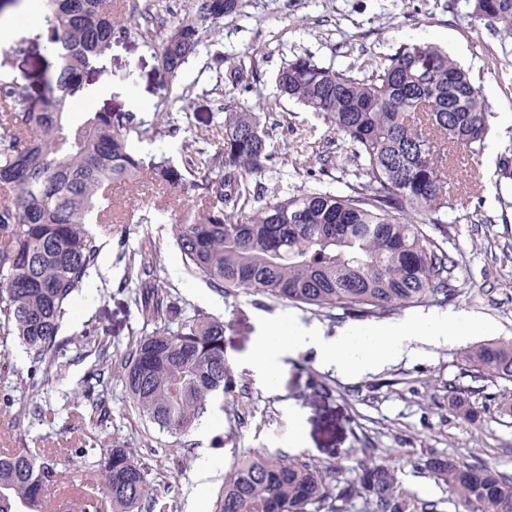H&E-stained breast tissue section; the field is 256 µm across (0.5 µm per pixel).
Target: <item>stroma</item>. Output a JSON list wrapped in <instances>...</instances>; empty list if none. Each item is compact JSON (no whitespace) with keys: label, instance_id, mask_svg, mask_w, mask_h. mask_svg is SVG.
<instances>
[{"label":"stroma","instance_id":"obj_1","mask_svg":"<svg viewBox=\"0 0 512 512\" xmlns=\"http://www.w3.org/2000/svg\"><path fill=\"white\" fill-rule=\"evenodd\" d=\"M469 10L467 0H248L241 13L223 19L166 89L160 82L159 44L145 43L133 33L113 37L84 73L80 86L86 94L74 98L71 117L78 121L88 112L112 110L153 118L151 137L136 143V150L145 158L163 153L176 159L186 141L215 150L225 109L258 103L286 117L284 140L300 134L316 149L333 133L321 117L280 96L276 78L285 62L309 55L345 69L406 44L430 43L446 50L479 75L494 119L483 153L453 188L457 204L448 250L459 261L453 276L461 294L447 307L411 308L403 315L425 323L446 311L476 319L484 329L470 335L472 346L512 339V178L500 171L501 157L512 152V68L500 66L503 50L512 51V34L494 35L473 25ZM51 38L45 22L32 24L19 17L0 47V75L14 78L34 102L57 64L47 50ZM231 66L255 70L248 91L227 93L224 78ZM173 124L181 128L174 137L168 133ZM262 182L272 195L319 186L346 190L334 174L318 181L295 174L287 156ZM112 200L129 219L97 233V270L75 297L59 333L67 346L66 369L36 388L18 384L15 375H0V449H53L58 470L88 477L91 493L98 490L92 480L94 459L77 452L85 435L96 437L107 450L118 444L136 449L155 483L166 487L159 499L165 512H212L225 474L245 452L281 454L319 468L339 462L345 481L354 478L366 452L379 460L435 452L512 474V416L490 413L465 425L448 408L451 394L461 393L478 408L496 390L467 376L460 347L429 346L358 379L344 376L308 349L288 358L270 378H261L249 359L264 318L278 317L295 328L314 326L327 336L344 330L361 333L377 322L345 318L336 311L314 313L257 294L217 293L188 274L172 236V224L195 206L194 196L159 207L150 183L144 182L113 187ZM482 215L491 217V229L479 224ZM143 216L149 217V225L140 224ZM147 232L157 243L161 278L174 286L181 301L223 321L226 357L242 387L236 400L213 401L202 424L185 440L139 419L120 373H113L107 386L111 415L106 421L90 422L82 396L86 375L98 362L84 333L110 340L117 362L132 331L143 324L141 310L122 290L127 271L120 254L137 248ZM204 448L216 461L206 478L198 468ZM397 485L409 500L434 502L437 512H463L443 483L417 467L401 466Z\"/></svg>","mask_w":512,"mask_h":512}]
</instances>
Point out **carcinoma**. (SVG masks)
<instances>
[{
	"label": "carcinoma",
	"instance_id": "1",
	"mask_svg": "<svg viewBox=\"0 0 512 512\" xmlns=\"http://www.w3.org/2000/svg\"><path fill=\"white\" fill-rule=\"evenodd\" d=\"M246 0H197L195 15L169 26L161 42L164 82L178 76L202 44V33L237 13ZM470 19L512 32V0H469ZM57 67L39 105L16 81L0 76V345L16 339L36 362L63 366L57 340L75 294L97 268L100 244L92 224L112 227V186L152 175L163 193L194 191L199 203L172 225L187 272L225 295L245 292L345 318L380 319L397 310L445 306L459 295L448 252L450 188L462 175L459 150L477 157L491 132L480 77L429 44H408L374 63L344 70L297 56L279 70L280 93L323 118L344 144L316 153L318 173L346 177L347 191L299 190L269 197L260 177L294 155L306 167V146L278 137L271 112L239 108L224 115L214 152L183 144L175 164L137 155L131 135L147 121L131 112H88L69 119L81 76L112 37L137 31L153 41L164 19L134 0H42ZM230 91L254 75L227 73ZM122 258L135 287L130 298L151 331L137 333L120 363L125 392L139 418L186 438L202 423L214 396L239 392L224 350V324L186 309L160 280L147 247ZM110 345L98 341L101 367L90 387L112 372ZM466 371L492 384L512 382V340L463 352ZM449 408L473 424L477 411L458 395ZM415 465L448 487L465 512H512V475L432 453ZM339 464L322 469L282 455L245 456L224 477L213 512H344L362 494L370 512H436L410 505L397 488L395 466L362 459L356 477L335 484ZM102 496L80 495L84 509L154 510L159 492L133 448L100 455ZM62 474L53 452L0 453V512H46Z\"/></svg>",
	"mask_w": 512,
	"mask_h": 512
}]
</instances>
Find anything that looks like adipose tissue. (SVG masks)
<instances>
[{"label":"adipose tissue","mask_w":512,"mask_h":512,"mask_svg":"<svg viewBox=\"0 0 512 512\" xmlns=\"http://www.w3.org/2000/svg\"><path fill=\"white\" fill-rule=\"evenodd\" d=\"M461 315L447 314L433 321L430 331H423L419 321L401 319L377 329L356 335L344 332L334 337L324 336L318 329H301L296 335L282 331L276 319H263L261 333L252 352V366L261 375L273 373L284 358L312 348L328 363L350 377H361L414 355V343L427 345H459L466 335L460 332Z\"/></svg>","instance_id":"obj_1"}]
</instances>
